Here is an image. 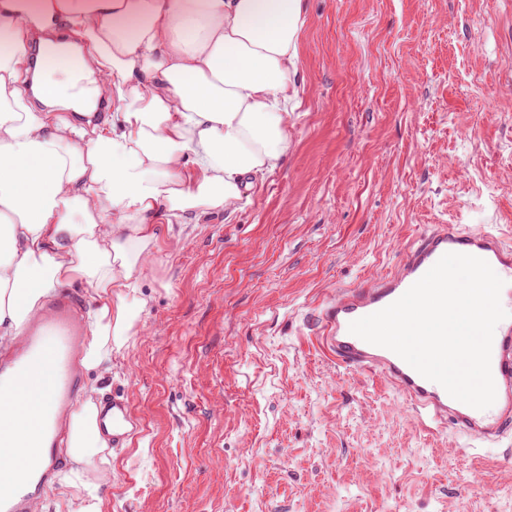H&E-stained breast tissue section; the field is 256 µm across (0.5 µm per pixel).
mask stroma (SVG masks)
<instances>
[{
	"label": "stroma",
	"instance_id": "35a3bbf8",
	"mask_svg": "<svg viewBox=\"0 0 512 512\" xmlns=\"http://www.w3.org/2000/svg\"><path fill=\"white\" fill-rule=\"evenodd\" d=\"M282 166L178 224L103 394V512H512V435L466 448L337 365L319 305L435 224L512 243V0H306Z\"/></svg>",
	"mask_w": 512,
	"mask_h": 512
}]
</instances>
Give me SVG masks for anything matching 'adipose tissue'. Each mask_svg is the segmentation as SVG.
<instances>
[{"label": "adipose tissue", "instance_id": "adipose-tissue-1", "mask_svg": "<svg viewBox=\"0 0 512 512\" xmlns=\"http://www.w3.org/2000/svg\"><path fill=\"white\" fill-rule=\"evenodd\" d=\"M305 0H0V346L77 280L96 292L83 364L112 373L139 290L177 224L240 209L288 152ZM65 25L96 59L50 39ZM32 73V95L19 86ZM112 89L111 123L69 118ZM97 386L69 417L55 490L102 512L112 450Z\"/></svg>", "mask_w": 512, "mask_h": 512}]
</instances>
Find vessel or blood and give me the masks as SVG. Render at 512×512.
Wrapping results in <instances>:
<instances>
[{"label": "vessel or blood", "instance_id": "vessel-or-blood-1", "mask_svg": "<svg viewBox=\"0 0 512 512\" xmlns=\"http://www.w3.org/2000/svg\"><path fill=\"white\" fill-rule=\"evenodd\" d=\"M451 252L481 258L512 280V246L501 236L464 224H439L406 250L394 270L367 285L342 289L334 299L322 303L321 336L338 364L383 374L405 395L416 419L438 428L450 425L472 438L496 442L512 431V317L502 320L493 338L491 371L496 399L483 410L454 399L395 352L368 343L349 330L353 321L398 300ZM46 305L48 317L26 330L12 350L0 352V395H10L15 387L26 385L33 402L67 411L77 401L83 380L80 356L85 304L78 293L64 290L48 298ZM20 414L16 407L0 410V440L9 442L20 436ZM98 424L112 440H124L133 426L127 403L103 400ZM34 430V457L25 462L10 493L0 495V512H31L36 495L46 488L49 477L61 464L59 450L65 432L62 421L40 420Z\"/></svg>", "mask_w": 512, "mask_h": 512}]
</instances>
